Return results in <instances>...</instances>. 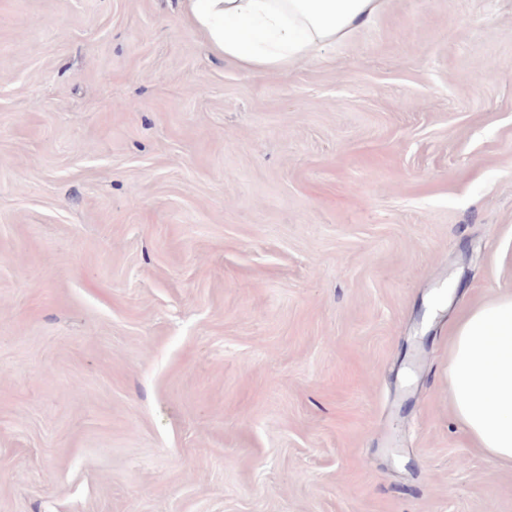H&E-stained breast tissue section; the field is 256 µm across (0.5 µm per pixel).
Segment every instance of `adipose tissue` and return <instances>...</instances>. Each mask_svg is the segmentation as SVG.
Here are the masks:
<instances>
[{"mask_svg": "<svg viewBox=\"0 0 512 512\" xmlns=\"http://www.w3.org/2000/svg\"><path fill=\"white\" fill-rule=\"evenodd\" d=\"M384 0H185L213 51L249 71H279L351 37ZM448 393L474 445L512 467V294L468 308L452 330Z\"/></svg>", "mask_w": 512, "mask_h": 512, "instance_id": "ef3b65f1", "label": "adipose tissue"}]
</instances>
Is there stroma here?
<instances>
[{
	"mask_svg": "<svg viewBox=\"0 0 512 512\" xmlns=\"http://www.w3.org/2000/svg\"><path fill=\"white\" fill-rule=\"evenodd\" d=\"M504 294L512 0L269 73L183 0H0V512H512L448 408Z\"/></svg>",
	"mask_w": 512,
	"mask_h": 512,
	"instance_id": "obj_1",
	"label": "stroma"
}]
</instances>
